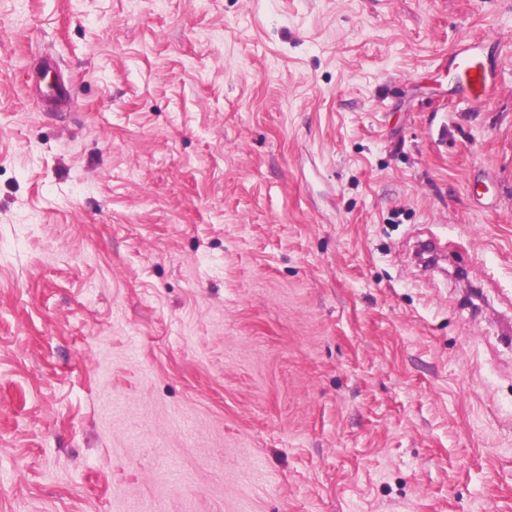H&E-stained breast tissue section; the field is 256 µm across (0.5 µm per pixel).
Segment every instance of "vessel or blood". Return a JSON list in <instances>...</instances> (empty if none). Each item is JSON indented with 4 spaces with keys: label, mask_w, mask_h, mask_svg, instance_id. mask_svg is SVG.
<instances>
[{
    "label": "vessel or blood",
    "mask_w": 512,
    "mask_h": 512,
    "mask_svg": "<svg viewBox=\"0 0 512 512\" xmlns=\"http://www.w3.org/2000/svg\"><path fill=\"white\" fill-rule=\"evenodd\" d=\"M455 77V97L470 106L478 107L497 90L493 74L483 60L482 45L477 41L458 44L448 59Z\"/></svg>",
    "instance_id": "vessel-or-blood-1"
}]
</instances>
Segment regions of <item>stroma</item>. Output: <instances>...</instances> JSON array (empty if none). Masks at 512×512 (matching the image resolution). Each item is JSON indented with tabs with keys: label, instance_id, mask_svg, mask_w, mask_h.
Returning <instances> with one entry per match:
<instances>
[{
	"label": "stroma",
	"instance_id": "obj_1",
	"mask_svg": "<svg viewBox=\"0 0 512 512\" xmlns=\"http://www.w3.org/2000/svg\"><path fill=\"white\" fill-rule=\"evenodd\" d=\"M508 297L512 0H0V512H512ZM453 70L455 97L471 107H479L497 91L493 74L483 60L482 45L477 41L458 44L448 58Z\"/></svg>",
	"mask_w": 512,
	"mask_h": 512
}]
</instances>
